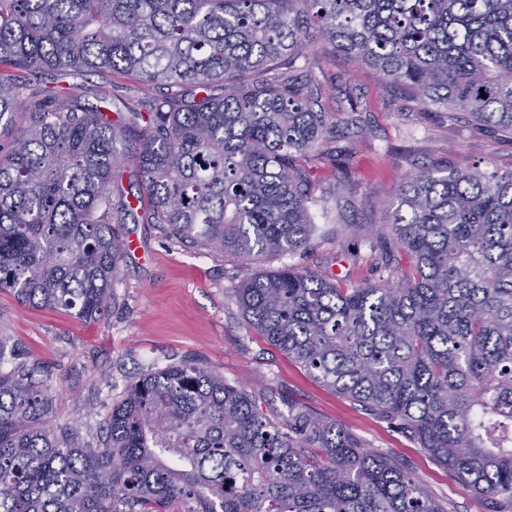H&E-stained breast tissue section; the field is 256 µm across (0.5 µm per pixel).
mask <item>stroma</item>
I'll use <instances>...</instances> for the list:
<instances>
[{"mask_svg":"<svg viewBox=\"0 0 512 512\" xmlns=\"http://www.w3.org/2000/svg\"><path fill=\"white\" fill-rule=\"evenodd\" d=\"M321 65L328 92L319 101L333 124L323 148L342 151L344 163L317 172L315 193L324 207L313 213L317 231L306 249L246 263L229 253L200 251L163 225L129 217L121 231L132 249L108 316L85 323L61 311L19 305L5 292L0 338L11 366L38 367L53 407L50 428H77L88 444H97L100 423L141 375L200 359L228 382L255 385L256 402L267 416L286 413L284 400L293 398L340 423L365 447L407 461L452 512H487L484 497L434 463L399 427L339 396L257 336L235 301L250 277L285 265L355 282L395 280L394 263L370 249L367 237L380 210L396 203L409 173L438 165L512 169V137L477 124L470 113L423 110L348 57ZM79 92L107 113L165 90L91 73ZM349 95L358 98V111H341Z\"/></svg>","mask_w":512,"mask_h":512,"instance_id":"35a3bbf8","label":"stroma"}]
</instances>
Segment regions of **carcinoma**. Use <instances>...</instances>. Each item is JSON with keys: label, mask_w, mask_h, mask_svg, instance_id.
<instances>
[{"label": "carcinoma", "mask_w": 512, "mask_h": 512, "mask_svg": "<svg viewBox=\"0 0 512 512\" xmlns=\"http://www.w3.org/2000/svg\"><path fill=\"white\" fill-rule=\"evenodd\" d=\"M329 47L425 109L512 135V0H0V293L103 319L126 253L115 225L136 209L245 262L306 248L331 130L314 64ZM45 69L74 83L21 76ZM90 72L171 96L114 121L78 93ZM127 165L135 207L116 192ZM382 239L408 259L395 282L289 266L248 279L237 305L288 359L512 512V170L408 175L370 248ZM5 361L0 342V512H451L342 425L291 400L274 420L200 360L142 375L96 447L49 429L47 387Z\"/></svg>", "instance_id": "cac0c4a2"}]
</instances>
